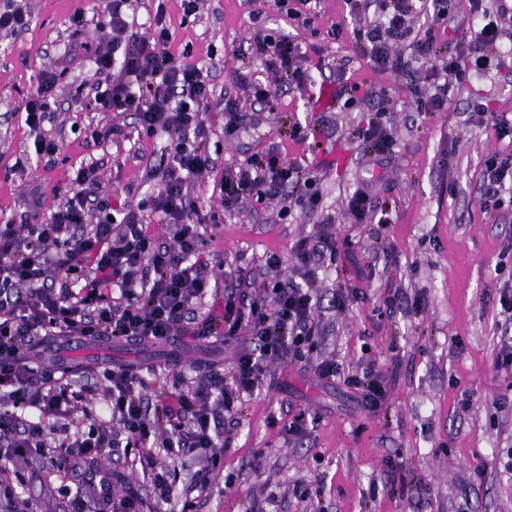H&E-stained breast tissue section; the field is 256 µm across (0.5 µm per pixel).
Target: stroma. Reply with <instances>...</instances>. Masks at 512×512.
Wrapping results in <instances>:
<instances>
[{"label":"stroma","instance_id":"stroma-1","mask_svg":"<svg viewBox=\"0 0 512 512\" xmlns=\"http://www.w3.org/2000/svg\"><path fill=\"white\" fill-rule=\"evenodd\" d=\"M31 22L16 35H0V213L23 212L33 189L45 194V210L57 203L55 187L66 186L72 166L89 158L102 160L106 184L127 187L132 200L157 189L151 178L165 140L137 133L132 116L73 104L90 72L73 49L84 35L73 18L87 26L101 20L100 0H28ZM168 49L202 66L216 94H227L250 111L247 91L235 74H272L238 47L254 29L272 28L296 35L304 90L282 88L264 121L234 142L224 139V116L209 112L220 152L212 168L191 181L189 192L202 208L219 211V183L226 169L268 148L303 165L316 180L322 202L335 218L331 226L342 247L335 265L322 271L321 324L317 353L336 357L344 367L363 362L388 381L389 396L374 412L364 409L359 394L343 377L319 378L310 365L296 361L272 364L257 391L244 398L224 420L228 440L223 467L208 472L204 453L161 457L175 469L176 493L207 478L198 512H512V406L498 409L495 399L512 397V369L495 365L504 342L512 341V318L499 303V291L512 289V274L495 270L499 254L512 241V215L492 223L478 199L486 158L512 153V136L499 137L491 121L471 114L475 101L512 116V40H502L500 69L456 86L447 111L424 118L416 110L417 92L430 91L427 64L410 73L375 70L354 45L359 24L346 0H317L314 23L295 29L272 0L261 17H253L246 0H205L186 16L180 0H168ZM340 37L329 38L330 27ZM55 70L59 85L53 117L42 135L58 142L54 165L34 154L33 138L21 108L44 69ZM365 83L388 99L397 127L391 163L374 161L367 145L349 136L363 124L371 104L346 109V87ZM337 96L327 107L317 97L324 86ZM122 126L125 136L87 145L85 129ZM298 125L304 141L285 134ZM28 158L24 175L11 174L16 156ZM376 189L375 201L387 213L385 224L356 221L347 209L361 184ZM278 203L254 204L241 213H221L217 223L202 225L205 251L214 277L203 303L215 309L224 301L230 275L259 278L267 253L290 260L298 240L313 234L318 222L300 206L288 219L277 216ZM353 297L344 310L332 307L337 286ZM397 297L386 308L388 297ZM249 336L204 339L202 348L170 346L130 348L115 340L111 363L144 370L155 386L154 370L166 374L230 371L237 354L250 348ZM308 416L305 436L289 435L290 412ZM394 469L404 490L384 482ZM23 494L41 512H71L59 491L60 480L48 468L24 471ZM304 484L305 498L293 488Z\"/></svg>","mask_w":512,"mask_h":512}]
</instances>
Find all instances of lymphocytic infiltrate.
Masks as SVG:
<instances>
[{
	"mask_svg": "<svg viewBox=\"0 0 512 512\" xmlns=\"http://www.w3.org/2000/svg\"><path fill=\"white\" fill-rule=\"evenodd\" d=\"M131 2L102 0L103 19L83 45L97 74L85 99L103 112L131 113L145 134L166 136L167 148L156 164L163 186L149 201L126 202L116 214L98 166L82 165L48 218H41L37 197L30 210L0 218V462L48 461L61 468L80 461L84 471L73 495L80 507L98 463L116 449H135L142 466L154 471L152 512H195L192 499L175 498L169 471H157L154 449L173 456L201 451L211 468L220 466L225 414L257 388L268 364L305 359L314 348L321 334L319 271L325 260L336 259L339 248L329 231L333 219L325 217L318 232L298 241L293 276L273 281L268 305L246 301L230 286L224 290L221 316H200L211 267L199 227L216 222L217 216L199 209L185 185L214 163L204 114L218 106L229 140L256 118L242 112L237 99L216 98L201 68L168 51L164 5H157L149 34H129ZM413 2L383 0L380 15L355 30L359 50L376 69L409 71L401 48L418 18ZM429 2L432 22L415 48L418 57L432 62L428 79L434 91L419 97L416 108L433 117L447 111L454 85L498 65L512 9L505 0ZM454 7L463 9L476 27L462 31L451 50L438 42L435 25L447 20ZM246 51L293 87H305L298 42L258 31ZM58 83L57 72L43 71L22 106L25 123L36 134L35 152L48 158L59 146L38 132L51 118ZM511 183L512 154L489 156L479 197L489 219L500 220ZM219 194L228 213L270 200L280 201L282 218L289 215L293 199L312 212L321 206L313 175L274 150L247 156L225 175ZM151 213L173 227L171 243L149 232ZM244 330L253 347L235 359L230 388L223 373L212 370L189 378L178 391L149 394L134 368L114 365L91 369L85 384L71 379L61 361L46 356L52 347L75 339L158 344L232 338ZM27 407L57 423L60 437L19 417L18 409Z\"/></svg>",
	"mask_w": 512,
	"mask_h": 512,
	"instance_id": "lymphocytic-infiltrate-1",
	"label": "lymphocytic infiltrate"
}]
</instances>
